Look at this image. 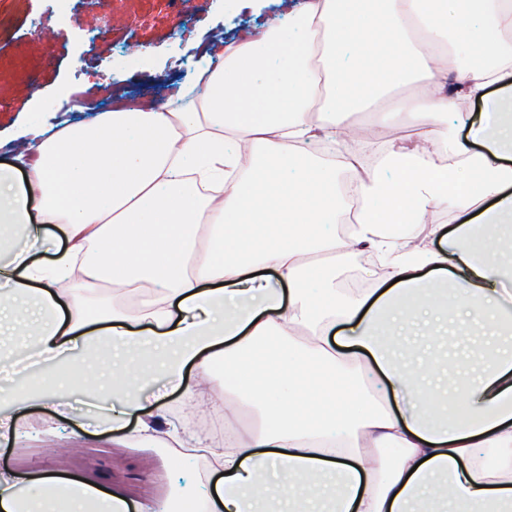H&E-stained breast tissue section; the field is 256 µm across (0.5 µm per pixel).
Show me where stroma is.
I'll return each mask as SVG.
<instances>
[{
	"label": "stroma",
	"mask_w": 512,
	"mask_h": 512,
	"mask_svg": "<svg viewBox=\"0 0 512 512\" xmlns=\"http://www.w3.org/2000/svg\"><path fill=\"white\" fill-rule=\"evenodd\" d=\"M277 10L276 0L241 10L228 0H188L184 9L174 0H70L64 11L56 0H0V139L13 140L36 121L54 129L82 120L80 108L90 103L100 111L160 105V85L183 82L202 64L200 46L217 37L232 41ZM28 81L39 96L25 89ZM354 279L380 281L369 250L345 258L333 283L343 289ZM43 428L29 419L21 449L0 456V467L33 475L61 468L104 487L118 483L153 512H173L183 498L211 489L212 476H200L190 456H164L156 446L116 448L94 429L75 434L63 418L54 419L52 439Z\"/></svg>",
	"instance_id": "stroma-1"
}]
</instances>
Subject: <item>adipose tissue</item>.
Masks as SVG:
<instances>
[{"instance_id":"obj_1","label":"adipose tissue","mask_w":512,"mask_h":512,"mask_svg":"<svg viewBox=\"0 0 512 512\" xmlns=\"http://www.w3.org/2000/svg\"><path fill=\"white\" fill-rule=\"evenodd\" d=\"M279 2L206 55L194 109L35 127L0 162V333L21 304L36 336L0 358V447L33 408L81 425L30 374L52 365L91 384L116 447L206 450L208 512H512V0ZM384 106L415 139L353 119ZM360 246L386 274L347 297L333 270ZM102 283L137 309L89 305ZM452 316L487 328L469 361L380 342ZM159 378L223 401V444L169 427L142 397ZM0 512L143 510L119 484L4 469Z\"/></svg>"}]
</instances>
